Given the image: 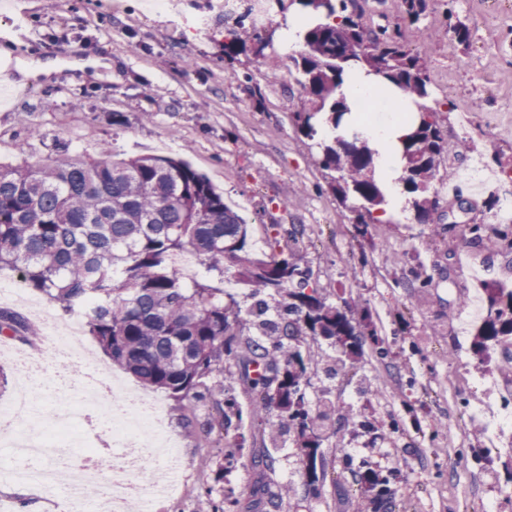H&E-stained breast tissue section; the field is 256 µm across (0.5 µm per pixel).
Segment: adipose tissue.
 <instances>
[{
	"label": "adipose tissue",
	"mask_w": 512,
	"mask_h": 512,
	"mask_svg": "<svg viewBox=\"0 0 512 512\" xmlns=\"http://www.w3.org/2000/svg\"><path fill=\"white\" fill-rule=\"evenodd\" d=\"M339 95L353 108L351 127L375 151V174L386 194V214L399 212L405 203L404 188L399 181V148L409 129L402 115L414 111V104L401 101L381 77L363 71L346 75Z\"/></svg>",
	"instance_id": "adipose-tissue-1"
}]
</instances>
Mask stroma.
Instances as JSON below:
<instances>
[{
	"mask_svg": "<svg viewBox=\"0 0 512 512\" xmlns=\"http://www.w3.org/2000/svg\"><path fill=\"white\" fill-rule=\"evenodd\" d=\"M220 2L169 0L162 11L154 0H0V31L25 21L24 40L12 45L16 64L56 66L27 97H7L0 85V163L43 161L63 147L93 157L106 149L187 160L245 218L254 250L293 253L328 303L341 309L355 299L371 310L381 335L394 337L393 360L367 353L354 373L331 377L320 368L310 377L309 395L330 391L340 413L354 420L367 413L382 427L374 440L347 426L328 435L321 450L329 481L319 497L301 488V453L279 411L267 429L244 422L245 450L276 448L281 460L269 475L241 466L225 472L223 487L238 497V512H264L255 487L275 492L289 483L295 492L280 512H372L358 485L345 497L334 490L346 449L373 468L400 467L395 512H512V431L492 434L486 421L459 420L464 408L490 410L512 394V356L498 351L484 361L474 353L478 324L460 303L485 304L483 281L512 285V253L493 236L473 245L468 231L488 223L512 190V0H428L416 23L400 0H364L363 25L400 31L424 62L447 145L431 186L437 205L430 223L409 214L368 225L363 237L354 212L332 194L318 147L294 124V113L312 104L288 70L291 6L267 0L263 12L240 22ZM235 26L245 35L262 28L264 40L231 62L224 43ZM459 28L466 40L457 38ZM98 58L112 67L96 78L70 67ZM270 72L278 81H267ZM25 136L22 157L15 144ZM478 159L494 186L460 182ZM278 224H301L306 233L279 237ZM73 347L102 377L162 402L183 462L182 489L154 512H194L223 460V442L184 428L186 418L205 419L207 408L142 387L87 330ZM67 498L0 483V512H59Z\"/></svg>",
	"mask_w": 512,
	"mask_h": 512,
	"instance_id": "35a3bbf8",
	"label": "stroma"
}]
</instances>
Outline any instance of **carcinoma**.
Here are the masks:
<instances>
[{
    "instance_id": "obj_1",
    "label": "carcinoma",
    "mask_w": 512,
    "mask_h": 512,
    "mask_svg": "<svg viewBox=\"0 0 512 512\" xmlns=\"http://www.w3.org/2000/svg\"><path fill=\"white\" fill-rule=\"evenodd\" d=\"M315 21L306 29L304 50L291 56L310 96L312 111L295 113L306 137L318 135L324 122L341 126L349 108L336 97L343 76L353 67L383 76L403 94L421 101L431 121H414L402 142L409 204L416 220L427 224L436 199L431 180L445 149L432 98L431 79L420 58L398 34L366 29L356 0H298ZM412 22L427 10V0H402ZM320 163L339 173L329 187L343 205L356 212L357 232H364L385 196L374 178L373 157L358 136L318 142ZM491 231L503 249L512 252V224H473L471 241L482 242ZM191 251L200 258L206 277L183 281L171 264L173 255ZM18 270L26 284L59 304L63 313L80 317L90 336L114 365L144 385L189 403L204 398L213 385L211 408L219 419L185 426L209 438L214 428L239 430L243 410L236 373L224 367V355L237 353L254 367L246 377L250 392L248 416L271 424L268 409L284 414L303 445V476L308 494L318 497L324 473L318 471L325 439V421L336 412L327 394L307 397L310 360L301 343L309 336L326 341L330 372L347 373L369 346L379 359L389 355L370 309L356 304L345 312L326 302L310 286L309 268L294 255L278 258L255 253L248 244V224L209 179L189 163L162 155L97 158L62 151L44 164H0V267ZM246 288V308L235 299L224 303V275ZM486 316L477 328L476 345L486 353L512 343V288L484 284ZM250 324L256 334L240 339ZM26 320L0 310V333L27 340ZM279 450L252 453L249 468L274 473ZM344 455V469L371 495L378 510L395 507L391 483L400 468L388 474L353 468ZM207 512H237L238 499L210 486L200 494Z\"/></svg>"
}]
</instances>
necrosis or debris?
Instances as JSON below:
<instances>
[{
	"mask_svg": "<svg viewBox=\"0 0 512 512\" xmlns=\"http://www.w3.org/2000/svg\"><path fill=\"white\" fill-rule=\"evenodd\" d=\"M77 328L74 320L54 327L50 354L20 352L18 361L25 371L23 383L12 399L0 406V438L9 435L14 438L17 464L10 469V476L38 482L49 491L61 485L73 490L81 482L103 479L94 464L95 441L83 438L77 431L85 412L58 410L44 402L45 390L56 388L69 377L76 378L87 393H100L103 387L97 371L84 368L72 347ZM46 417L53 421V433L36 427ZM102 417L108 425L112 445L120 449L122 457V467L112 477V490L103 500L105 512H127L126 505L132 501L141 502L144 512H151L154 499L174 491L180 469L176 454L167 449L159 405L129 392H116ZM73 446L78 449V462L57 467L47 465V458L57 449ZM156 458L163 462L162 471L152 486L140 485L137 471Z\"/></svg>",
	"mask_w": 512,
	"mask_h": 512,
	"instance_id": "1",
	"label": "necrosis or debris"
}]
</instances>
